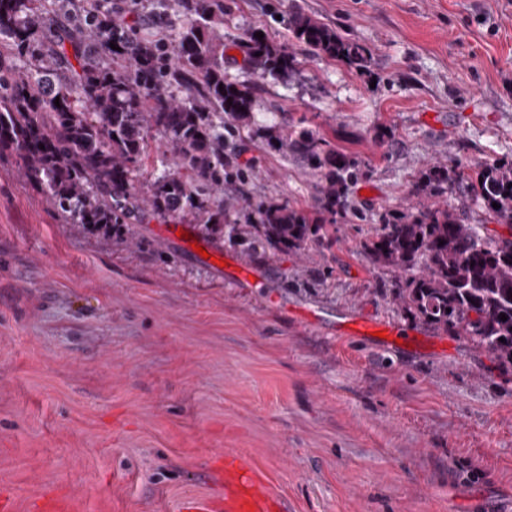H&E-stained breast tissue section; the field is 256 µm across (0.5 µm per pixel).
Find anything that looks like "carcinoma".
Masks as SVG:
<instances>
[{
  "mask_svg": "<svg viewBox=\"0 0 512 512\" xmlns=\"http://www.w3.org/2000/svg\"><path fill=\"white\" fill-rule=\"evenodd\" d=\"M173 6L189 16L168 41L147 25L109 23L112 0H0V152H16L26 179L86 232L134 244L127 220L148 210L161 219L192 217L206 240L229 241L250 263L269 250L305 256L332 247L336 216L348 212L350 189L367 165L312 128L282 129L272 140L315 172L313 203H260L244 223L224 224L259 174L237 154L254 124L255 86L224 74L222 0H152V14ZM280 16L288 37L311 54L368 67L369 47L291 8ZM256 32L235 46L258 79L296 69L291 46ZM152 131L167 139L173 169L142 184ZM473 169L469 177L454 165L430 164L409 208L380 215L364 249L398 278L390 298L397 310L469 339L511 369L512 236L464 223L441 196L444 186H461L512 224V160Z\"/></svg>",
  "mask_w": 512,
  "mask_h": 512,
  "instance_id": "obj_1",
  "label": "carcinoma"
}]
</instances>
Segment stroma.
<instances>
[{
	"label": "stroma",
	"instance_id": "35a3bbf8",
	"mask_svg": "<svg viewBox=\"0 0 512 512\" xmlns=\"http://www.w3.org/2000/svg\"><path fill=\"white\" fill-rule=\"evenodd\" d=\"M290 6L369 45L367 70L303 50L284 78L243 68L234 40L260 26L285 43L273 14ZM224 70L256 88L238 149L261 170L230 222L265 200L311 203V173L269 143L282 126L364 161L350 198L374 214L403 210L431 162L512 160V0H224ZM164 226L138 222L136 246L81 231L0 153V495L14 512L50 496L72 512H183L223 495L228 452L288 512H512V369L393 308L368 222L345 215L335 247L303 260L269 254L248 286ZM362 315L416 350L340 335Z\"/></svg>",
	"mask_w": 512,
	"mask_h": 512
}]
</instances>
